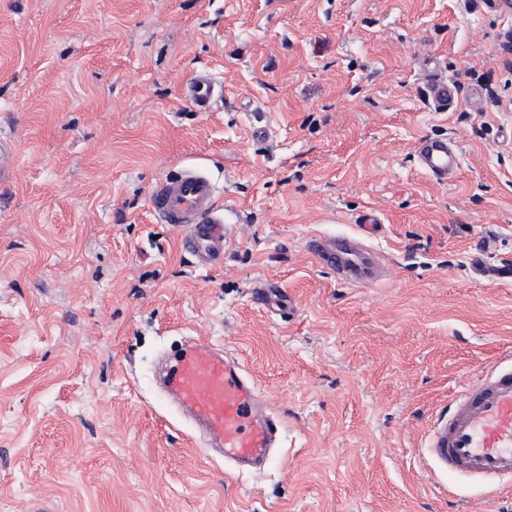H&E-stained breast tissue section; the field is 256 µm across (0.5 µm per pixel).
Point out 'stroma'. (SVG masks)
I'll list each match as a JSON object with an SVG mask.
<instances>
[{
  "label": "stroma",
  "instance_id": "obj_1",
  "mask_svg": "<svg viewBox=\"0 0 512 512\" xmlns=\"http://www.w3.org/2000/svg\"><path fill=\"white\" fill-rule=\"evenodd\" d=\"M203 71L208 112L184 97ZM0 132V512H512L424 452L512 351V276L473 266L512 265V0H0ZM425 136L459 145L452 181ZM187 164L236 221L210 271L148 208ZM368 210L393 277L348 287L304 243ZM185 336L280 417L264 470L201 454L154 387ZM184 96L198 111L208 112L217 99L224 97V82L210 73H197L186 86ZM428 98L440 112H448L459 100L458 90L448 82L434 80L428 86ZM16 171V152L10 140L7 137L0 136V179H13ZM420 168L440 182H448L460 168L461 154L446 137H428L416 146Z\"/></svg>",
  "mask_w": 512,
  "mask_h": 512
}]
</instances>
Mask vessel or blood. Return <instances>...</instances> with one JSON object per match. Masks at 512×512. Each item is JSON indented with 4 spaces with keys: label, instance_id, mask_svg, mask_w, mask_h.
Segmentation results:
<instances>
[{
    "label": "vessel or blood",
    "instance_id": "vessel-or-blood-1",
    "mask_svg": "<svg viewBox=\"0 0 512 512\" xmlns=\"http://www.w3.org/2000/svg\"><path fill=\"white\" fill-rule=\"evenodd\" d=\"M184 96L198 111L211 109L224 96V84L210 73H197ZM428 96L445 112L459 100L458 90L435 80ZM421 169L438 181H447L460 168L461 154L447 138L418 142ZM16 152L0 136V179H13ZM220 189L202 168L184 166L168 171L150 185L148 203L158 222L183 228L182 250L197 268L211 270L224 264L228 241ZM359 231L315 234L305 246L336 278L354 288H373L390 272L369 237L378 228L370 213L358 219ZM178 409L187 413L198 434L201 452L220 448L225 464L264 467L280 445L281 421L267 408L254 379L242 364L209 341L192 339L175 357L165 378ZM425 448L440 469L477 482L495 494L512 492V356L481 370L448 404L431 426Z\"/></svg>",
    "mask_w": 512,
    "mask_h": 512
}]
</instances>
